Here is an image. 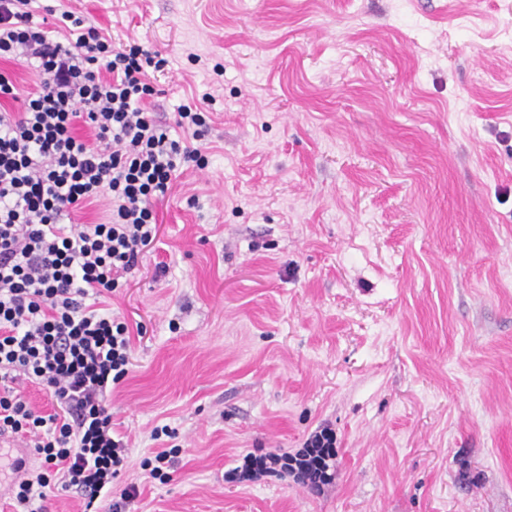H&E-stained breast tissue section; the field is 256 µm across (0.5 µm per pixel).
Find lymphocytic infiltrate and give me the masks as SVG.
Listing matches in <instances>:
<instances>
[{"label": "lymphocytic infiltrate", "instance_id": "lymphocytic-infiltrate-1", "mask_svg": "<svg viewBox=\"0 0 512 512\" xmlns=\"http://www.w3.org/2000/svg\"><path fill=\"white\" fill-rule=\"evenodd\" d=\"M37 0H0V59L38 74L20 95L0 73V435L29 436L40 460L15 482L27 512L58 490L96 500L130 450L112 430L107 394L128 372L133 343L126 323L99 313L124 273L157 236L153 199L165 195L179 166L204 168L200 148L170 136L201 138V111L181 107L174 124L142 107L151 88L142 48L115 47L84 16L62 12L72 41L35 22ZM14 108H6V101ZM90 129L76 133L77 124ZM110 199L101 224L64 216ZM27 376L58 404L42 414L15 392ZM336 440L314 432L293 454H248L231 475L241 481L295 476L313 490L335 479Z\"/></svg>", "mask_w": 512, "mask_h": 512}]
</instances>
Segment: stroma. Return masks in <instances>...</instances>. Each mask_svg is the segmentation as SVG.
Segmentation results:
<instances>
[{"label":"stroma","mask_w":512,"mask_h":512,"mask_svg":"<svg viewBox=\"0 0 512 512\" xmlns=\"http://www.w3.org/2000/svg\"><path fill=\"white\" fill-rule=\"evenodd\" d=\"M50 4L206 119L112 295L122 512H512V0ZM324 426L323 491L229 479Z\"/></svg>","instance_id":"stroma-1"}]
</instances>
